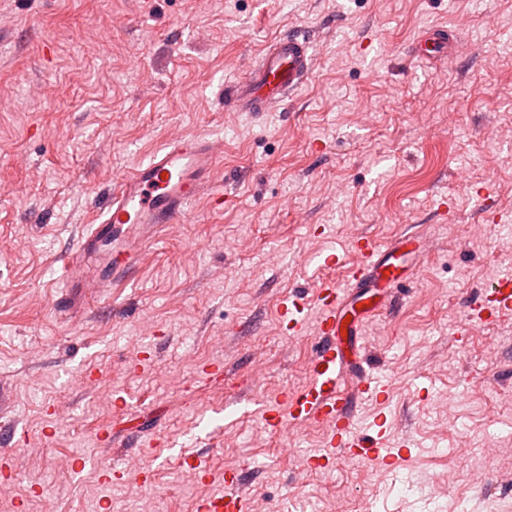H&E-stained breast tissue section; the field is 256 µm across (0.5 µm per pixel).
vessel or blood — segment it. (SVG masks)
I'll return each instance as SVG.
<instances>
[{"mask_svg":"<svg viewBox=\"0 0 512 512\" xmlns=\"http://www.w3.org/2000/svg\"><path fill=\"white\" fill-rule=\"evenodd\" d=\"M311 35L291 31L278 36L252 65L245 79L224 88V103L239 112H273L306 84L313 68ZM447 41L441 30H433L414 43L412 57L426 59L445 53ZM223 152L222 144L202 135H177L162 144L149 158L115 176L112 193L92 224L78 238L67 257L62 277L63 291L58 309L68 314L75 308V289L103 302L112 291L130 284L138 275L137 254L148 241L157 239L164 225L188 216L192 203L211 194L222 205L214 175ZM417 232H405L395 243L378 248L364 235L352 238L358 259L348 275L345 289L325 281L317 295L319 315L314 326L315 353L310 364L311 380L299 391L283 392L266 401L262 410L268 424L280 431L295 422H314L327 428L324 452L310 458L313 468H324L336 456L381 459L397 467L407 457V446H386L385 415L369 423L360 422L351 410L350 396L384 404L393 396L388 378L352 362L343 335L360 336L363 325L380 304L373 294L377 281L403 289L410 280L407 267L396 265L397 253L419 243ZM112 245V281L96 282L87 276L82 259L97 254L103 243ZM302 298L280 303V315L294 333L305 328ZM512 315V278L491 281L483 302L466 311L465 326L483 324ZM250 498L238 471L224 473V490L199 500L197 512H250Z\"/></svg>","mask_w":512,"mask_h":512,"instance_id":"obj_1","label":"vessel or blood"}]
</instances>
